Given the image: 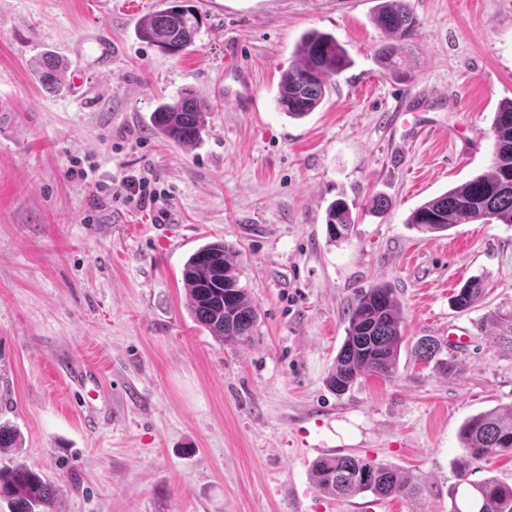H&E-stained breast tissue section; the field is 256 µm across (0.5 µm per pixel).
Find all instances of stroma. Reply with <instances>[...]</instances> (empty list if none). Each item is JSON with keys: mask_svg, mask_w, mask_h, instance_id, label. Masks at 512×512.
<instances>
[{"mask_svg": "<svg viewBox=\"0 0 512 512\" xmlns=\"http://www.w3.org/2000/svg\"><path fill=\"white\" fill-rule=\"evenodd\" d=\"M204 25L168 55L137 27L164 0H0V423L56 488V512H449L461 424L512 405V352L488 327L512 311V224L430 236L407 218L485 171L492 120L512 99V0H408L420 21L407 74L375 52L377 0H193ZM352 66L294 120L277 84L305 31ZM76 77L54 94L35 60ZM195 90L212 112L185 151L145 126L160 98ZM152 173L156 200L102 183ZM389 210L369 212V198ZM345 198L349 241L326 209ZM224 239L258 321L231 350L187 310L185 261ZM486 296L461 312L467 279ZM392 284L409 344L468 337L454 378L402 350L390 380L343 395L325 379L361 289ZM99 369L100 387L80 384ZM343 451L422 486L411 499L320 493L311 467ZM353 224L350 205L344 198H337L328 205L326 232L329 242L338 243L348 239Z\"/></svg>", "mask_w": 512, "mask_h": 512, "instance_id": "stroma-1", "label": "stroma"}]
</instances>
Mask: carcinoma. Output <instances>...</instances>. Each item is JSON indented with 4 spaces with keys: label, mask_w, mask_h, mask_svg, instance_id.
<instances>
[{
    "label": "carcinoma",
    "mask_w": 512,
    "mask_h": 512,
    "mask_svg": "<svg viewBox=\"0 0 512 512\" xmlns=\"http://www.w3.org/2000/svg\"><path fill=\"white\" fill-rule=\"evenodd\" d=\"M386 42L377 50L380 63L392 75L405 72V44L419 28L418 18L405 0H381L372 16ZM202 18L188 0H168L140 25L139 37L160 51L178 55L189 50ZM346 48L331 33H304L295 48V59L281 74L276 102L280 111L299 119L315 111L329 91L330 81L350 67ZM41 83L57 92L67 90L63 63L45 56L36 63ZM210 115L208 103L185 89L161 102L152 112L151 126L164 139L191 150L201 141ZM493 158L489 168L462 185L415 208L407 219L424 234L442 233L455 224H512V99L500 103L492 123ZM354 224L349 203L343 198L327 207L329 242L348 239ZM239 251L222 239L209 242L184 263L187 306L194 320L217 341L236 348L249 341L258 315L247 289L240 285ZM485 288L478 279L467 280L454 295L457 309L466 311L480 303ZM345 338L326 378L338 395L349 392L359 379L374 375L394 377L405 340L403 310L396 289L388 283L364 288L348 307ZM498 339L512 352V312L491 314ZM442 343L423 336L415 344L416 357L433 365L445 377L460 373L456 358L443 353ZM458 438L463 463L452 494L450 512H512V485L496 476L470 479L472 465L491 457H512V407L489 409L466 419ZM312 479L321 493L349 499L364 493L380 498L409 499L418 492L411 478L382 463H372L342 452L328 453L312 465ZM0 500L9 512H54L55 489L38 473L18 464L0 469Z\"/></svg>",
    "instance_id": "cac0c4a2"
}]
</instances>
